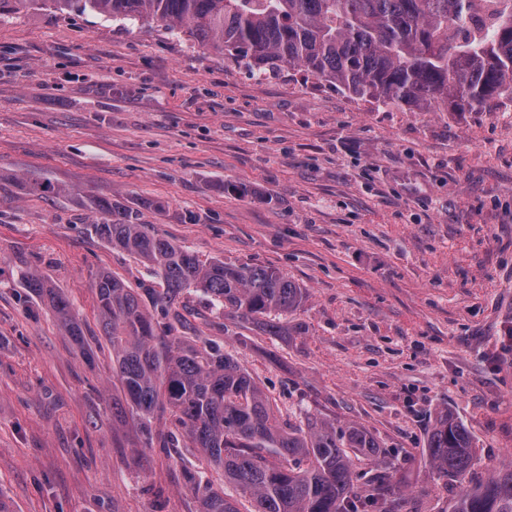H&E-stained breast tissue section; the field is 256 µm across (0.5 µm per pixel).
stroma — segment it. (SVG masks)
I'll list each match as a JSON object with an SVG mask.
<instances>
[{
  "mask_svg": "<svg viewBox=\"0 0 512 512\" xmlns=\"http://www.w3.org/2000/svg\"><path fill=\"white\" fill-rule=\"evenodd\" d=\"M248 186V195L233 185ZM201 260L275 268L307 298L284 336L180 306L268 395L280 425H356L354 459L398 512H448L426 455L451 411L486 477L512 461V107L409 112L294 70L255 73L161 24L90 12L0 15V500L10 512H197L194 449L147 444L112 407L93 282L152 270L90 231V199ZM155 202L164 211L152 210ZM32 271L101 349L86 359ZM25 286L31 294L46 302L54 310L58 319L64 325L68 336H72L80 344H84L87 341L91 349L83 327L73 315L71 306L62 293L55 288H51L41 275L34 272L26 275Z\"/></svg>",
  "mask_w": 512,
  "mask_h": 512,
  "instance_id": "35a3bbf8",
  "label": "stroma"
}]
</instances>
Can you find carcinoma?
<instances>
[{
    "label": "carcinoma",
    "mask_w": 512,
    "mask_h": 512,
    "mask_svg": "<svg viewBox=\"0 0 512 512\" xmlns=\"http://www.w3.org/2000/svg\"><path fill=\"white\" fill-rule=\"evenodd\" d=\"M474 0H0V15L31 6L162 23L263 74L298 69L355 98L397 109L483 112L512 104V0H489L475 23ZM103 219L96 236L150 266L162 288H131L101 274L99 317L115 377L140 432L169 415L167 429L195 448L224 480L249 494L252 512H358L351 452L376 447L362 428L310 422L281 427L264 391L231 355L183 336H160L182 322L177 304L200 292L234 320L286 336L280 315L305 291L280 271L202 261L140 221L138 209L92 198ZM28 291L46 302L78 343L87 341L66 297L39 274ZM437 476L458 484L448 512H512V464L478 480V449L448 410L427 438ZM200 512H241L211 483L193 484Z\"/></svg>",
    "instance_id": "carcinoma-1"
}]
</instances>
